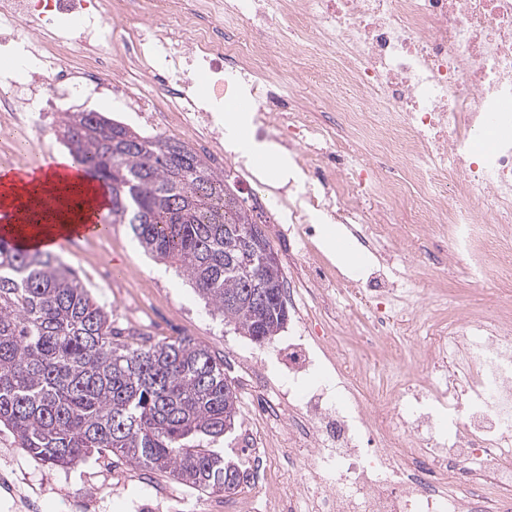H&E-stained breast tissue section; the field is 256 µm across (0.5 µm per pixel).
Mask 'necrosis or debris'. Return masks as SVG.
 Listing matches in <instances>:
<instances>
[{
    "mask_svg": "<svg viewBox=\"0 0 512 512\" xmlns=\"http://www.w3.org/2000/svg\"><path fill=\"white\" fill-rule=\"evenodd\" d=\"M118 17L134 21L123 51L97 34ZM277 52L287 69H272ZM128 68L167 101L133 92ZM201 71L215 78L207 108L190 90ZM313 72L327 124L301 103ZM105 91L215 147L224 128L214 109L252 107L251 138L276 141L287 169L260 168L244 152L224 158L249 173L272 223L301 245L296 283L359 307L371 352L404 335L400 351L418 365L380 397L360 389L359 363L346 357L335 382L308 383L332 352L299 313L287 390L250 384L261 459L289 469L253 482L233 512L258 501L266 512H512V309L425 318L385 272L338 279L312 243L315 225L355 224L390 252L386 215L364 204L378 185L411 223L446 225L444 258L477 282L485 269L466 260L484 209L497 271L512 279V0H0L5 123L36 144L49 113Z\"/></svg>",
    "mask_w": 512,
    "mask_h": 512,
    "instance_id": "4bbe7bcc",
    "label": "necrosis or debris"
}]
</instances>
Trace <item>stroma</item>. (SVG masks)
<instances>
[{"instance_id": "stroma-1", "label": "stroma", "mask_w": 512, "mask_h": 512, "mask_svg": "<svg viewBox=\"0 0 512 512\" xmlns=\"http://www.w3.org/2000/svg\"><path fill=\"white\" fill-rule=\"evenodd\" d=\"M403 231L390 266L404 272L409 300L426 314L435 285L432 274L406 267L404 253L411 244L434 253L438 243L419 225H404ZM59 255L82 280L90 282L94 298L112 310L120 326L149 333L156 340L185 337L222 357L224 375L235 386L239 399L247 397L244 373L238 367L240 357L252 358L271 384L285 381L288 370L280 363L278 353L294 336L295 320H288L276 336L261 345L239 335L212 313L174 265L145 253L128 225H113L108 235L74 242ZM438 285L451 295L448 311L452 314L495 302L512 304V283L500 280L493 270L484 280L474 282L458 268L449 271ZM356 325L357 334L335 335L334 352L339 357L365 361L363 389L371 393L385 391L386 376L377 370L374 357L366 355L359 341L367 332V322L360 319ZM0 470L12 471L25 490L35 491L41 512H72L71 502L81 495L92 499V512H144L148 503L155 504L157 512H195L202 497L200 491L177 483L169 475L141 470L107 452L67 469L41 462L19 448L12 433L3 428Z\"/></svg>"}]
</instances>
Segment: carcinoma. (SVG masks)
<instances>
[{
    "instance_id": "obj_1",
    "label": "carcinoma",
    "mask_w": 512,
    "mask_h": 512,
    "mask_svg": "<svg viewBox=\"0 0 512 512\" xmlns=\"http://www.w3.org/2000/svg\"><path fill=\"white\" fill-rule=\"evenodd\" d=\"M71 158L112 190L108 224H127L151 254L175 264L224 320L251 340L276 335L286 302L260 310L246 269L284 290L278 261L246 242L256 221L217 171L184 143L145 136L100 112H68ZM116 324L77 272L49 252L0 238V426L34 458L71 467L118 453L206 493L236 492L238 465L214 444L234 429L238 396L224 363L187 338L155 343Z\"/></svg>"
}]
</instances>
